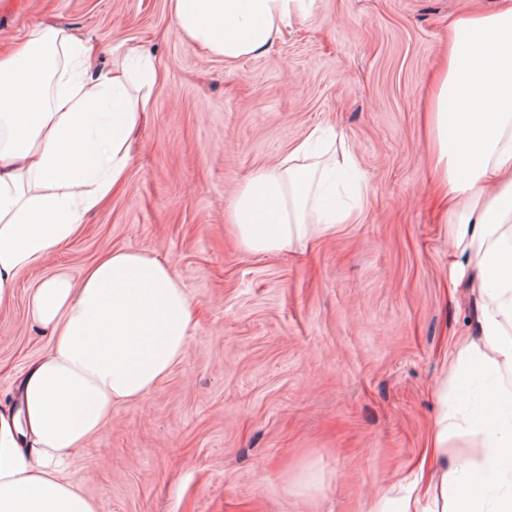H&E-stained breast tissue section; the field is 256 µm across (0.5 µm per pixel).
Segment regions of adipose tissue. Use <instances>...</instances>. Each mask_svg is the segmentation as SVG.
Segmentation results:
<instances>
[{"label":"adipose tissue","instance_id":"1","mask_svg":"<svg viewBox=\"0 0 512 512\" xmlns=\"http://www.w3.org/2000/svg\"><path fill=\"white\" fill-rule=\"evenodd\" d=\"M172 4L186 40L233 63L268 52L315 0ZM157 77L133 43L93 70L88 41L59 23L28 28L0 54V309L125 181ZM426 125L431 185L451 215L448 280L470 289L475 310L451 352L445 394L457 407L430 432L443 464L415 471L396 512H512V0L449 19ZM355 167L345 141L311 130L234 196L227 220L241 246L279 254L350 223L352 211L327 206V181ZM27 304L53 345L20 380L15 411L0 413V512H98L64 472L115 406L144 399L179 362L192 300L167 262L117 248L80 281L44 278ZM477 380L484 397L474 405ZM457 433L480 438L468 461L451 444Z\"/></svg>","mask_w":512,"mask_h":512}]
</instances>
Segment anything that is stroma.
I'll use <instances>...</instances> for the list:
<instances>
[{"instance_id": "1", "label": "stroma", "mask_w": 512, "mask_h": 512, "mask_svg": "<svg viewBox=\"0 0 512 512\" xmlns=\"http://www.w3.org/2000/svg\"><path fill=\"white\" fill-rule=\"evenodd\" d=\"M469 6L316 0L268 53L229 64L180 36L171 0H0L1 51L56 21L99 64L136 41L166 75L124 187L0 310L2 408L51 345L25 305L43 276L143 250L195 305L179 363L72 458L99 512H374L406 494L473 315L448 285L422 123L448 17ZM316 126L356 157V219L290 253L245 251L235 193Z\"/></svg>"}]
</instances>
